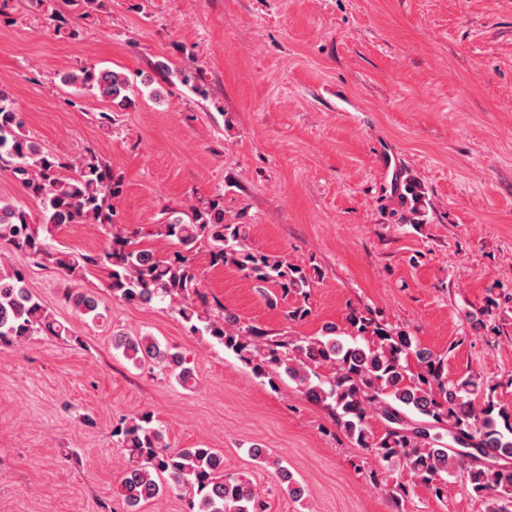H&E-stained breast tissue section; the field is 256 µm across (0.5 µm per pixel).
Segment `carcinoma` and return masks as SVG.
I'll use <instances>...</instances> for the list:
<instances>
[{
  "label": "carcinoma",
  "instance_id": "carcinoma-1",
  "mask_svg": "<svg viewBox=\"0 0 512 512\" xmlns=\"http://www.w3.org/2000/svg\"><path fill=\"white\" fill-rule=\"evenodd\" d=\"M77 81L117 108L131 104L128 82L116 71L84 70L64 78L66 83ZM22 128L13 101L0 91V168L12 171L42 213V222L34 224L25 207L0 202V246L68 276L85 279L103 273L105 288L119 302L150 306L182 299L178 313L190 331L208 333L252 364L273 388L287 377L304 399L329 411L354 446L370 449L380 469L406 471L410 479L395 485V499H404L417 486L438 497L448 477L460 471L485 512H512V410L494 401L495 387L471 373L448 377L443 357L419 347L407 330L377 320L368 308H349L345 329L328 325L317 337H270L257 327L241 325L228 311L198 326L202 317L197 306L209 305L208 296L198 289L193 263L200 250L208 252L212 265L243 272L261 290L273 287L284 297L293 295L296 303L285 310L290 322L310 313L311 274L284 256L252 252L242 225L224 223V206L217 199L156 225L154 235L177 247L169 257L114 232L113 201L122 184L111 166L94 153L73 162L45 151ZM73 224L98 225L112 244L101 252L55 246V232ZM66 299L80 315L104 318L96 292L83 288L67 293ZM41 332L70 335L69 327L52 318L29 291L21 271L0 267V343H21ZM112 341L137 368H155L184 388L195 381L187 355L152 336L115 333ZM324 365L334 369L326 380L316 372ZM370 416L384 421L383 433L372 432ZM112 435L125 454L114 488L122 512H138L165 490L188 493V512H267L265 494L248 475L224 471L223 453L203 446L171 447L151 411L122 418ZM446 437L451 443H445ZM250 453L274 469L278 484L292 498L304 497L305 488L280 460L258 447Z\"/></svg>",
  "mask_w": 512,
  "mask_h": 512
}]
</instances>
